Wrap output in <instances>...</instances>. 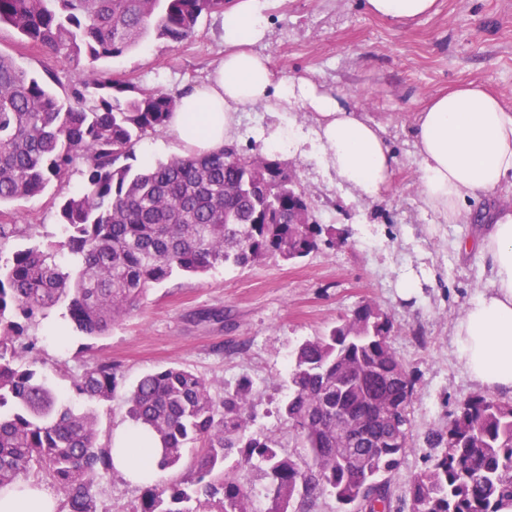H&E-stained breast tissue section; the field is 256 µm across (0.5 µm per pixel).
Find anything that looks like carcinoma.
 <instances>
[{"label": "carcinoma", "mask_w": 512, "mask_h": 512, "mask_svg": "<svg viewBox=\"0 0 512 512\" xmlns=\"http://www.w3.org/2000/svg\"><path fill=\"white\" fill-rule=\"evenodd\" d=\"M225 2L0 0V24L85 73L59 98L50 68L38 76L0 54V204L34 197L77 171L83 177L60 206V240L6 258L0 250V489L38 469L57 486L59 512H98L96 486L113 470L96 416L62 403L38 367L39 338L29 329L50 311L63 307L84 336H105L176 272L245 268L268 257L296 262L346 241L343 230L318 221L307 191L295 199L278 158L227 143L132 164L140 137L167 125L177 99L117 79L99 61L150 35L185 42ZM393 332L388 313L362 302L294 349L292 394L279 412L309 449L303 467L273 440L246 434L254 413L248 383L217 402L210 383L188 369L144 375L128 398L129 416L143 429L133 463L149 462L151 438L162 448L158 470L177 467L188 448L197 461L179 481L146 484L136 512H249L240 471L253 467L268 480L266 512H288L295 499L308 506L324 487L344 512H391L390 474L409 447L415 394ZM117 381L112 362L95 361L72 391L100 403ZM431 443L440 452L410 481L411 512H512V402L470 396ZM231 452L236 465L226 470Z\"/></svg>", "instance_id": "obj_1"}]
</instances>
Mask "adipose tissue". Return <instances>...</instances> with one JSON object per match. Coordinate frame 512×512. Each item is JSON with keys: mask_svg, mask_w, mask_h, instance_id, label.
Wrapping results in <instances>:
<instances>
[{"mask_svg": "<svg viewBox=\"0 0 512 512\" xmlns=\"http://www.w3.org/2000/svg\"><path fill=\"white\" fill-rule=\"evenodd\" d=\"M376 17L413 21L435 12L436 0H366ZM262 0H234L224 12V58L200 87L183 89L167 129L185 153L219 149L236 130L238 114L263 104L310 110V141L326 169L359 197L379 199L391 186L398 159L381 123L340 91L300 78L278 79L258 46L267 36ZM415 163L429 208L445 224L467 219L470 201L495 197L512 185V110L469 83L434 96L412 124ZM458 249L487 260V285L455 326L459 360L485 390L512 394V209ZM0 512H55L46 493L21 485L0 490Z\"/></svg>", "mask_w": 512, "mask_h": 512, "instance_id": "obj_1", "label": "adipose tissue"}]
</instances>
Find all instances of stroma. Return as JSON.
Wrapping results in <instances>:
<instances>
[{
  "label": "stroma",
  "instance_id": "35a3bbf8",
  "mask_svg": "<svg viewBox=\"0 0 512 512\" xmlns=\"http://www.w3.org/2000/svg\"><path fill=\"white\" fill-rule=\"evenodd\" d=\"M264 5L268 35L261 50L278 78L305 77L340 90L382 123L398 159L390 190L378 200H362L340 185L316 154L276 149L266 141L272 127L310 138L312 112L299 107L275 112L261 104L246 109L235 143L245 153L271 152L292 165L320 222L348 229L346 243L296 263L269 258L200 277L173 275L152 287L137 310L96 340L90 352L76 330H69L66 343L53 339L60 315L52 313L32 329L42 348L41 371L74 411H94L105 447L117 433L131 430L129 390L146 373L184 367L205 378L217 399L249 380L255 403L250 433L276 440L303 464L307 451L278 413L289 394L292 349L361 302H372L392 316V348L416 379L409 448L391 481L393 512H409L410 481L436 454L429 434L445 429L458 403L481 391L459 361L453 332L486 284L485 259L475 251L458 252L455 244L474 236L481 218L497 205L493 199L474 200L470 223H439L423 197L411 117L432 97L470 82L512 108V0H437L433 14L411 22L375 17L364 0H264ZM223 34V14H207L187 42L151 37L101 65L115 77L176 95L205 81L224 55ZM0 54L37 75L52 68L58 77L53 90L60 96L84 77L66 59L27 45L6 24L0 26ZM81 187L76 173L31 199L0 205V224L21 230L0 250L8 254L59 240L60 202ZM409 274L417 286L406 294L402 285ZM97 358L111 360L119 376L111 398L92 405L71 386ZM144 490L111 472L97 487L99 512H135Z\"/></svg>",
  "mask_w": 512,
  "mask_h": 512
}]
</instances>
